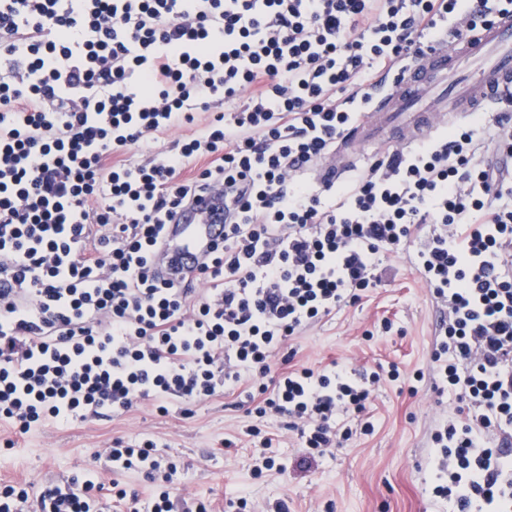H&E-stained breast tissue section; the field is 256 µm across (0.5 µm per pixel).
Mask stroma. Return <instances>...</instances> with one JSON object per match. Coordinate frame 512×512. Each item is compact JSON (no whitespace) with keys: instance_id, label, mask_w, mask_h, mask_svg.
<instances>
[{"instance_id":"1","label":"stroma","mask_w":512,"mask_h":512,"mask_svg":"<svg viewBox=\"0 0 512 512\" xmlns=\"http://www.w3.org/2000/svg\"><path fill=\"white\" fill-rule=\"evenodd\" d=\"M386 282L357 304L336 309L306 327L288 343L289 364L316 371L365 366L376 370L398 365L401 377L382 381L368 411L369 435H357L348 447L318 458L309 472L296 462L303 450L283 420L263 423L273 439L270 449L279 469L257 471L258 449L243 433L248 419L238 395H220L183 413L172 403L168 414L144 402L114 417L62 427L52 423L18 438L13 448L0 446V484L24 479L33 484L88 477L102 484L120 480L128 493L147 497L149 488L137 475L114 476L112 465L94 461L100 448L121 437L152 439L162 454L178 464L177 488L190 498L213 500L226 512L230 500L249 494L266 512L286 503L288 512H449L447 502L429 498L431 435L457 403L437 395L430 378L414 380L427 370L435 340L438 312L409 255L392 258ZM271 362V375L285 364Z\"/></svg>"}]
</instances>
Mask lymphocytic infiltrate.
Wrapping results in <instances>:
<instances>
[{
  "label": "lymphocytic infiltrate",
  "instance_id": "f902f5d3",
  "mask_svg": "<svg viewBox=\"0 0 512 512\" xmlns=\"http://www.w3.org/2000/svg\"><path fill=\"white\" fill-rule=\"evenodd\" d=\"M512 0H0V420L15 435L191 406L258 384L299 468L343 447L379 373L270 360L300 329L380 286L412 252L440 306L430 373L455 395L433 433L434 496L512 512V127L468 123L373 157L340 190L304 179L369 107L374 74L462 39ZM227 110L212 112L214 104ZM211 119L179 149L140 141ZM234 206L199 287L161 280L152 253L186 200ZM103 454L171 512L176 465L153 440ZM101 484L0 488V512H102Z\"/></svg>",
  "mask_w": 512,
  "mask_h": 512
}]
</instances>
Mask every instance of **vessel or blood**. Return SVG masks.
Returning a JSON list of instances; mask_svg holds the SVG:
<instances>
[{"label":"vessel or blood","instance_id":"b4317fda","mask_svg":"<svg viewBox=\"0 0 512 512\" xmlns=\"http://www.w3.org/2000/svg\"><path fill=\"white\" fill-rule=\"evenodd\" d=\"M512 95V14L500 16L476 36L454 44H434L419 62L380 77L370 108L340 152L348 160L386 143L404 147L439 127L493 110ZM347 163L315 168L319 185L345 178ZM224 239V191L216 188L190 201L165 228L156 254L157 269L178 281L195 271Z\"/></svg>","mask_w":512,"mask_h":512}]
</instances>
